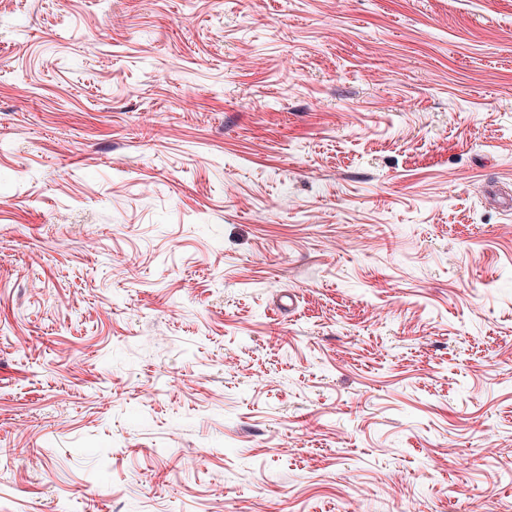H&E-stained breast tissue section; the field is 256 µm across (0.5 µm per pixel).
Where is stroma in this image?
Returning <instances> with one entry per match:
<instances>
[{
	"instance_id": "35a3bbf8",
	"label": "stroma",
	"mask_w": 512,
	"mask_h": 512,
	"mask_svg": "<svg viewBox=\"0 0 512 512\" xmlns=\"http://www.w3.org/2000/svg\"><path fill=\"white\" fill-rule=\"evenodd\" d=\"M512 0H0V512H512Z\"/></svg>"
}]
</instances>
